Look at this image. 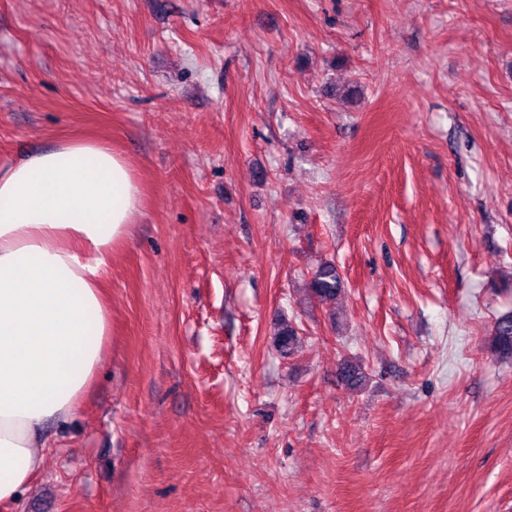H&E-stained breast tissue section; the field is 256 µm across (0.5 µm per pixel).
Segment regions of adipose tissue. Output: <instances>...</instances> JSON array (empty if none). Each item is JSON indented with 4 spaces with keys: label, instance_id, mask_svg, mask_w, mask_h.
I'll use <instances>...</instances> for the list:
<instances>
[{
    "label": "adipose tissue",
    "instance_id": "ef3b65f1",
    "mask_svg": "<svg viewBox=\"0 0 512 512\" xmlns=\"http://www.w3.org/2000/svg\"><path fill=\"white\" fill-rule=\"evenodd\" d=\"M141 188L97 141H66L0 167V504L45 462L43 438L81 407L112 313L100 274L127 239Z\"/></svg>",
    "mask_w": 512,
    "mask_h": 512
}]
</instances>
